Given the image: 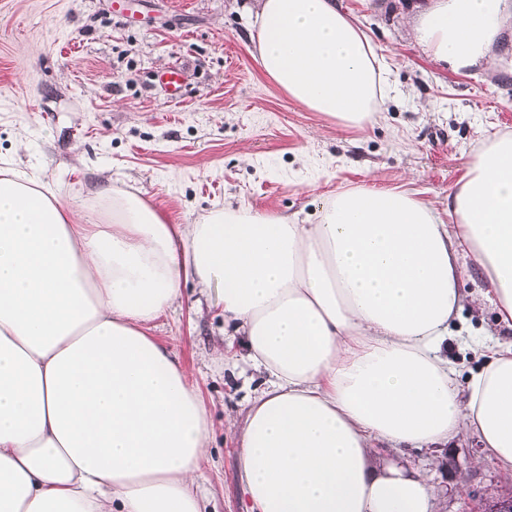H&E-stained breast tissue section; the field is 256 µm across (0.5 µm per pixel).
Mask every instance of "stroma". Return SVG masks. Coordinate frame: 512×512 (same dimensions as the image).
Returning <instances> with one entry per match:
<instances>
[{
	"label": "stroma",
	"instance_id": "1",
	"mask_svg": "<svg viewBox=\"0 0 512 512\" xmlns=\"http://www.w3.org/2000/svg\"><path fill=\"white\" fill-rule=\"evenodd\" d=\"M112 2L0 0V167L40 168L91 224L107 184L174 224L241 205L314 224L338 192L405 183L443 213L474 152L512 132L511 16L492 67L457 71L409 37L432 0H338L391 87L374 127L345 135L264 77L249 36L253 0ZM170 67L183 73L177 103L158 80ZM152 334L177 350L213 424L206 512H246L224 417L242 415L252 371L213 359L221 346L241 350L224 331L222 302L186 283ZM391 459L432 475L435 512L512 496V477L469 432L440 450L380 449L378 462Z\"/></svg>",
	"mask_w": 512,
	"mask_h": 512
}]
</instances>
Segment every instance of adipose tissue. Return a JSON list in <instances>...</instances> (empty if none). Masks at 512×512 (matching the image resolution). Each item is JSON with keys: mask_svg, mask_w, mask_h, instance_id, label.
<instances>
[{"mask_svg": "<svg viewBox=\"0 0 512 512\" xmlns=\"http://www.w3.org/2000/svg\"><path fill=\"white\" fill-rule=\"evenodd\" d=\"M504 0H435L417 46L492 64ZM255 59L284 94L376 121L387 94L371 39L336 0H257ZM87 224L39 175L0 168V512H202L210 422L177 354L151 334L183 282L218 290L262 381L225 418L247 512H432L421 473L378 449L474 432L512 473V341L486 344L465 391L448 329L477 272L512 331V134L482 145L448 197L453 223L404 188L336 193L314 224L218 209L171 224L118 188Z\"/></svg>", "mask_w": 512, "mask_h": 512, "instance_id": "1", "label": "adipose tissue"}]
</instances>
